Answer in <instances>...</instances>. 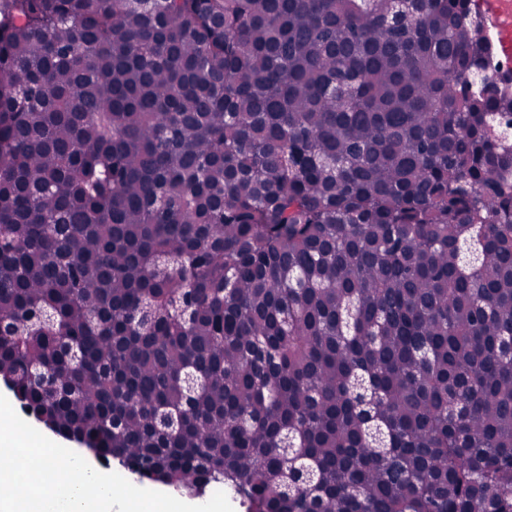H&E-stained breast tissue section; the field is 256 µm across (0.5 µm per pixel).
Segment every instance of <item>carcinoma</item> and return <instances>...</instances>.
Returning <instances> with one entry per match:
<instances>
[{"label": "carcinoma", "mask_w": 512, "mask_h": 512, "mask_svg": "<svg viewBox=\"0 0 512 512\" xmlns=\"http://www.w3.org/2000/svg\"><path fill=\"white\" fill-rule=\"evenodd\" d=\"M0 0V381L246 512H512V75L473 0Z\"/></svg>", "instance_id": "cac0c4a2"}]
</instances>
